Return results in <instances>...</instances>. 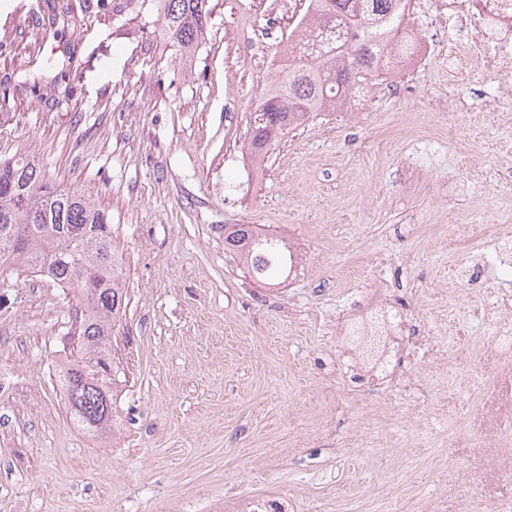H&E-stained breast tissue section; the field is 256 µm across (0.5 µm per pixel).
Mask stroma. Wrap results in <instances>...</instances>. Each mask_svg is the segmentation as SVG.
Returning a JSON list of instances; mask_svg holds the SVG:
<instances>
[{"mask_svg":"<svg viewBox=\"0 0 512 512\" xmlns=\"http://www.w3.org/2000/svg\"><path fill=\"white\" fill-rule=\"evenodd\" d=\"M0 0V158L92 194L126 259L112 344L118 433L70 419L58 382L84 305L0 270V512H512V463L489 412L512 387V335L481 267L512 225V111L455 68L428 0L405 24L435 47L369 82L355 113L247 150L304 0H210L205 40L176 54L152 0ZM284 237L277 287L224 248V227ZM475 266L480 281L451 277ZM378 289L400 357L372 380L341 330Z\"/></svg>","mask_w":512,"mask_h":512,"instance_id":"1","label":"stroma"}]
</instances>
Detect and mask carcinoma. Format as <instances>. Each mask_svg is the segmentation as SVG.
<instances>
[{
	"instance_id": "carcinoma-1",
	"label": "carcinoma",
	"mask_w": 512,
	"mask_h": 512,
	"mask_svg": "<svg viewBox=\"0 0 512 512\" xmlns=\"http://www.w3.org/2000/svg\"><path fill=\"white\" fill-rule=\"evenodd\" d=\"M401 0H309L299 34L287 49L288 65L254 112L249 146L256 157L320 114L343 110L363 82L380 75L390 56L408 47L397 39ZM164 31L179 54L204 40L209 0H155ZM224 246L247 271L270 285L293 267L284 240L250 224L224 225ZM0 268L43 273L73 288L86 303L76 326L72 357L58 370L67 410L84 429L103 435L116 426L121 361L108 343L126 312L123 256L108 214L95 200L45 180L27 155L0 159Z\"/></svg>"
}]
</instances>
